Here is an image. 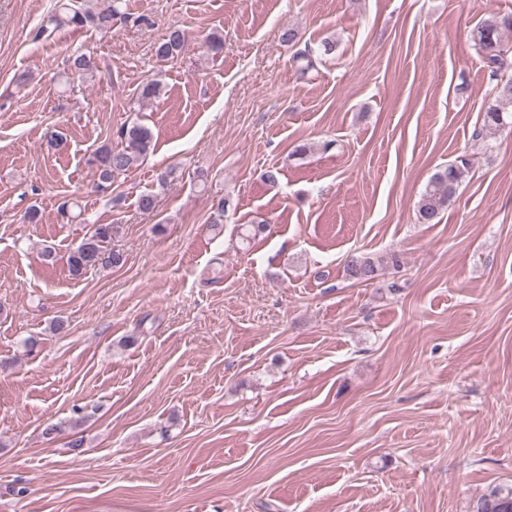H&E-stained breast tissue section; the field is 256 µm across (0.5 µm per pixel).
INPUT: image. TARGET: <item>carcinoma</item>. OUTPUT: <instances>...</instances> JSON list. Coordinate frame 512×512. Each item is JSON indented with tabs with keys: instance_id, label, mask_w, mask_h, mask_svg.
I'll list each match as a JSON object with an SVG mask.
<instances>
[{
	"instance_id": "cac0c4a2",
	"label": "carcinoma",
	"mask_w": 512,
	"mask_h": 512,
	"mask_svg": "<svg viewBox=\"0 0 512 512\" xmlns=\"http://www.w3.org/2000/svg\"><path fill=\"white\" fill-rule=\"evenodd\" d=\"M119 14V0H57L55 12L40 27V35L50 37L53 30L69 25L91 26L99 30L112 28V19ZM512 30V15L492 16L477 27L473 40L488 71L489 80L496 83L498 103L489 106L483 118V129L495 130L504 125L503 102L512 103V46L504 39V31ZM185 44V36L179 29H171L156 46V56L166 60L179 54ZM100 70L97 56L83 52L73 60L72 74L80 78H94ZM121 146L102 144L94 149L87 163L98 174L97 188L104 192L112 187L115 178L124 174L153 151L152 129L138 121L120 128ZM470 168V159L461 155L442 171L433 175L425 192L417 203V218L421 224H437L441 214L456 194L461 179ZM114 226L95 224L81 242L69 251L67 265L70 275L81 278L88 270L100 265L117 266L123 256L109 249ZM346 272L352 279L368 281L377 276L378 262L366 254H353L346 264ZM476 512H512V488L492 489L477 504Z\"/></svg>"
}]
</instances>
